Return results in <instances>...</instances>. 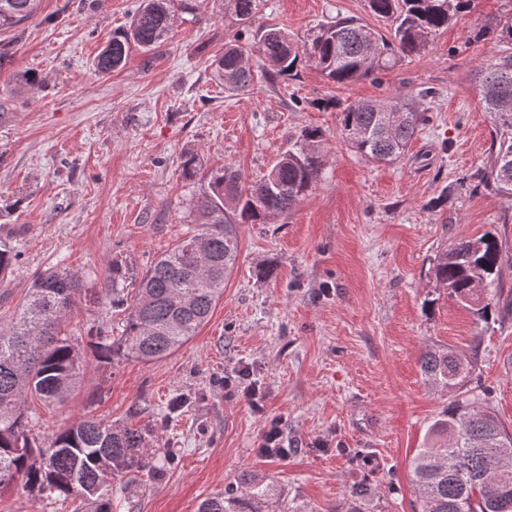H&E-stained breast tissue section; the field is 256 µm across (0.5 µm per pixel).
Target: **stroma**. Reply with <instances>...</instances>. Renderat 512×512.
I'll list each match as a JSON object with an SVG mask.
<instances>
[{"label": "stroma", "instance_id": "stroma-1", "mask_svg": "<svg viewBox=\"0 0 512 512\" xmlns=\"http://www.w3.org/2000/svg\"><path fill=\"white\" fill-rule=\"evenodd\" d=\"M138 3L41 0L34 17L0 30V237L20 253L0 277V326L37 272L58 266L83 280L62 329L84 372L65 403L32 404L34 434L92 417L154 428V447L174 460L113 484L112 512H197L250 472L273 478L288 512H413L411 460L451 399L424 381L425 350L451 347L472 361L474 383L512 432V313L496 307L478 320L431 275L458 239L490 232L512 291V198L478 182L501 132L480 102L479 70L512 45L477 35L512 14V0H476L425 50L348 86L306 61L268 81L257 42L278 28L298 43L339 16L388 33L366 0H259L245 24L225 18L221 0H190L165 42L99 74L95 56ZM235 39L259 76L229 94L212 62ZM426 88L432 96L421 97ZM392 97L428 121L400 161L377 163L344 141L340 112ZM315 129L326 164L313 190L290 214L240 225L237 266L197 335L153 364L97 361L91 336L121 331L103 290L112 260L144 273L188 231L212 169L259 179ZM188 151L202 161L191 179L181 169ZM244 367L263 411L229 384ZM179 393L192 405L160 425ZM273 418L284 459L259 453ZM359 485L365 498L352 495ZM91 510L18 482L0 490V512Z\"/></svg>", "mask_w": 512, "mask_h": 512}]
</instances>
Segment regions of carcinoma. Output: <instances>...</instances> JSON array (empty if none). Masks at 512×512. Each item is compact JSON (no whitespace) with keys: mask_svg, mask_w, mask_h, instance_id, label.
Segmentation results:
<instances>
[{"mask_svg":"<svg viewBox=\"0 0 512 512\" xmlns=\"http://www.w3.org/2000/svg\"><path fill=\"white\" fill-rule=\"evenodd\" d=\"M38 2L0 0V28L35 16ZM473 5L474 0H368L374 14L393 22V38L338 18L315 27L300 45L271 29L262 34L258 52L272 66L269 77L291 75L304 58L328 80L346 86L395 68ZM256 9L257 0H224V15L239 23ZM174 13V0H140L129 27L114 32L95 56L97 72L122 69L134 47L149 51L164 42ZM482 35L512 44V17L484 28ZM245 55L244 46L227 43L213 61L230 93L244 92L254 81ZM480 75L481 100L500 115L505 128L491 145L480 183L512 197V54L481 67ZM424 122V113L397 99L359 101L341 112L348 145L380 162L400 158ZM321 137L318 130L307 131L304 146L286 151L268 174L247 187L231 167L211 171V193L190 208L193 225L144 275L112 261L106 298L125 319L121 335L97 334L98 360L109 363L122 355L151 364L196 336L236 265L238 224L284 215L312 191L325 165ZM18 257L16 247L0 239V273ZM503 258L498 239L486 232L462 238L437 255L432 275L450 297L486 321L503 296ZM81 292L78 273L49 268L34 277L16 323L0 328V488L19 481L31 492H77L94 512H112L99 489L151 466L154 430L86 418L52 433L45 446L31 434L29 401L62 404L79 381L82 359L59 335V326ZM420 369L428 384L453 398L430 424L411 462L418 512H512V433L493 413L487 391L471 386L473 365L448 347L426 351ZM279 498L271 477L246 474L224 487L223 494L202 501L197 512H275Z\"/></svg>","mask_w":512,"mask_h":512,"instance_id":"cac0c4a2","label":"carcinoma"}]
</instances>
